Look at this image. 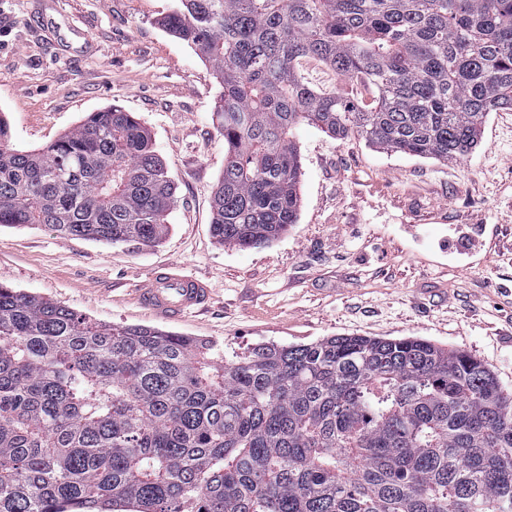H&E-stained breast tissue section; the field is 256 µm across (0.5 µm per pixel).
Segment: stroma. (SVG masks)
<instances>
[{"mask_svg": "<svg viewBox=\"0 0 512 512\" xmlns=\"http://www.w3.org/2000/svg\"><path fill=\"white\" fill-rule=\"evenodd\" d=\"M0 0V113L19 148L48 144L93 112L133 113L176 185L157 245H107L44 226L0 228V284L109 325H145L244 354L260 343L328 336L414 337L468 352L512 388V112L491 113L467 157L442 162L386 152L356 136L301 124L298 222L261 248H229L212 234L211 196L224 140L211 120L212 70L161 21L176 0ZM76 25L89 52L63 51ZM319 88L372 107L369 85H344L302 61ZM206 277L207 310L156 319L135 295L158 266Z\"/></svg>", "mask_w": 512, "mask_h": 512, "instance_id": "obj_1", "label": "stroma"}]
</instances>
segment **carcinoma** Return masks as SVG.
Segmentation results:
<instances>
[{"label": "carcinoma", "mask_w": 512, "mask_h": 512, "mask_svg": "<svg viewBox=\"0 0 512 512\" xmlns=\"http://www.w3.org/2000/svg\"><path fill=\"white\" fill-rule=\"evenodd\" d=\"M162 25L222 87L211 228L226 246L297 223L303 122L446 162L512 110V0H178ZM306 57L376 105L305 81ZM174 194L129 112L28 151L0 117V226L156 243ZM0 512H512V389L424 339L227 357L0 285Z\"/></svg>", "instance_id": "cac0c4a2"}]
</instances>
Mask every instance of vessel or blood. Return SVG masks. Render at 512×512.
<instances>
[{"label":"vessel or blood","mask_w":512,"mask_h":512,"mask_svg":"<svg viewBox=\"0 0 512 512\" xmlns=\"http://www.w3.org/2000/svg\"><path fill=\"white\" fill-rule=\"evenodd\" d=\"M213 296L209 280L183 274L173 265L155 270L136 294L144 308L166 321L205 310Z\"/></svg>","instance_id":"1"}]
</instances>
